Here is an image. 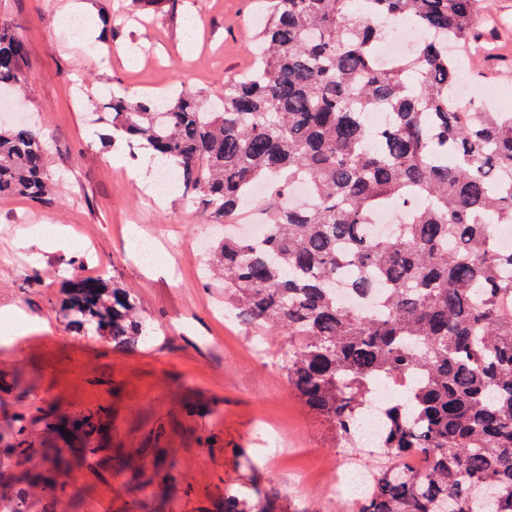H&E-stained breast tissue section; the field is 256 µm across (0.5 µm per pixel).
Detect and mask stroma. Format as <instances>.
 <instances>
[{
  "label": "stroma",
  "instance_id": "35a3bbf8",
  "mask_svg": "<svg viewBox=\"0 0 512 512\" xmlns=\"http://www.w3.org/2000/svg\"><path fill=\"white\" fill-rule=\"evenodd\" d=\"M111 20V57L90 52L83 19L57 21L68 0H0V22L27 47L23 108L39 122L64 185L34 202L0 198V308L22 311L32 332L0 343V512L53 451L69 482L27 512H224L238 494L260 512H355L351 494L321 496L340 464L375 467L377 448H345L304 410L281 370L288 339L258 335L224 319L222 283L209 279L196 244L216 223L174 191L157 197L138 181L144 152L106 139L72 101L111 93L143 96L185 89L208 99L254 63L255 21L265 0H86ZM500 51L476 64L483 84L512 66V0H489ZM136 47V64L124 49ZM67 227L76 249L48 244L45 225ZM153 238L161 265L140 264L134 235ZM135 289L150 342L135 348L76 335L60 304L70 282L97 277ZM105 408L106 430L92 440L46 429L47 419ZM24 454H16V447Z\"/></svg>",
  "mask_w": 512,
  "mask_h": 512
}]
</instances>
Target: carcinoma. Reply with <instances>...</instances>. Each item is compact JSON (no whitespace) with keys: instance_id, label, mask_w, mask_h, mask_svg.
<instances>
[{"instance_id":"carcinoma-1","label":"carcinoma","mask_w":512,"mask_h":512,"mask_svg":"<svg viewBox=\"0 0 512 512\" xmlns=\"http://www.w3.org/2000/svg\"><path fill=\"white\" fill-rule=\"evenodd\" d=\"M256 33L257 66L224 84L222 107L184 90L170 100L112 94L100 102L112 139L150 149L207 217L229 220L253 188L281 197L300 180L316 200L275 206L258 241L228 230L209 245L224 304L253 327L292 341L282 368L305 407L336 439L362 440L374 412L375 447L357 512H512V112L451 100L460 58L482 56L479 0H268ZM428 33L414 53L380 63L389 19ZM24 41L0 23V95L28 84ZM389 114L373 142L364 118ZM58 179L41 132L0 124V198L42 201ZM425 197L429 205L415 207ZM389 206L405 211L392 236L370 232ZM344 276L381 310L336 299ZM80 336L118 347L149 339L136 296L103 278L73 282L62 303ZM408 382L370 403L376 387ZM63 469L36 485L63 489ZM224 512H258L224 498Z\"/></svg>"}]
</instances>
